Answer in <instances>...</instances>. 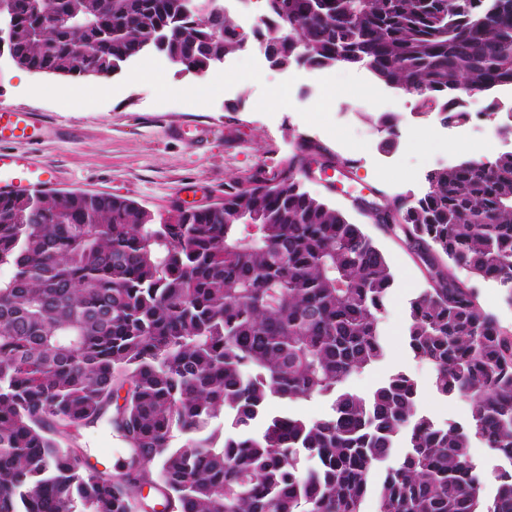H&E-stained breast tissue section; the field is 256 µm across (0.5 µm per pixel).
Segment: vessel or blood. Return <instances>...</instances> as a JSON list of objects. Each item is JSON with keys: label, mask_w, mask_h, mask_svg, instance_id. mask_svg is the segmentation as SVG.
I'll return each mask as SVG.
<instances>
[{"label": "vessel or blood", "mask_w": 512, "mask_h": 512, "mask_svg": "<svg viewBox=\"0 0 512 512\" xmlns=\"http://www.w3.org/2000/svg\"><path fill=\"white\" fill-rule=\"evenodd\" d=\"M42 136V129L29 113L0 108V194L40 189L49 185V169L30 163L13 152L16 143H30Z\"/></svg>", "instance_id": "1"}]
</instances>
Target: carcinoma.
Here are the masks:
<instances>
[{
  "label": "carcinoma",
  "mask_w": 512,
  "mask_h": 512,
  "mask_svg": "<svg viewBox=\"0 0 512 512\" xmlns=\"http://www.w3.org/2000/svg\"><path fill=\"white\" fill-rule=\"evenodd\" d=\"M194 3L10 0L7 48L17 68L67 78L109 79L152 48L204 74L245 34ZM263 16L253 34L286 33L271 64L362 54L444 123L471 119L456 86L512 87V0H264ZM378 124L389 153L399 119ZM310 157L334 160L301 135L273 177L195 211L0 196V512H512V330L451 271L512 303V152L434 169L422 197L383 194L367 213L424 264L406 340L435 391L468 402L464 427L420 412L403 371L367 396L345 387L385 354L394 274L361 225L303 189ZM327 394L323 417L266 415ZM97 427L122 444L112 472L79 444ZM475 441L500 461L490 483Z\"/></svg>",
  "instance_id": "cac0c4a2"
}]
</instances>
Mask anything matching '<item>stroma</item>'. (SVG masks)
I'll return each mask as SVG.
<instances>
[{"label": "stroma", "instance_id": "1", "mask_svg": "<svg viewBox=\"0 0 512 512\" xmlns=\"http://www.w3.org/2000/svg\"><path fill=\"white\" fill-rule=\"evenodd\" d=\"M264 60L249 46L208 73L186 75L154 52L97 81L23 71L2 56L0 107L32 113L42 124L43 137L20 150L53 171L56 189L125 196L156 212L176 201L220 202L226 182L245 183L291 156L299 134L329 146L346 167L341 191L322 178L304 180V188L352 213L395 276L381 317L385 356L348 385L366 394L402 369L418 383L422 410L466 424L467 403L435 394L430 365L405 343L406 308L427 286L425 268L403 238L359 214L354 200H375L380 191L420 197L427 172L462 159L463 142L512 151V135L501 131L512 91L468 99L473 121L445 125L419 117L416 99L377 84L366 68L275 70ZM386 112L397 115L400 131L389 153L379 148L375 124Z\"/></svg>", "mask_w": 512, "mask_h": 512}]
</instances>
